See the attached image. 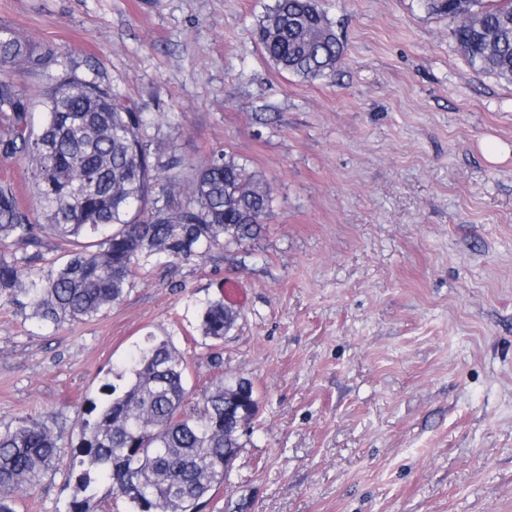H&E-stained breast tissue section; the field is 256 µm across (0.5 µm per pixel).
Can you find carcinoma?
I'll list each match as a JSON object with an SVG mask.
<instances>
[{
    "label": "carcinoma",
    "mask_w": 512,
    "mask_h": 512,
    "mask_svg": "<svg viewBox=\"0 0 512 512\" xmlns=\"http://www.w3.org/2000/svg\"><path fill=\"white\" fill-rule=\"evenodd\" d=\"M422 2L457 20L454 39L472 66L512 83V0ZM255 36L279 70L305 80L330 76L345 55L320 0H274ZM44 64L32 43L0 35V158L31 163L46 220L38 223L14 187L0 184V295L24 298L40 325L58 326L120 302L151 257H201L260 234L272 203L261 178L222 151L180 177L182 158L151 152L142 112L95 77L67 69L50 77L35 125L11 73ZM162 196L166 210L157 212ZM48 234L74 249L41 274L32 264ZM237 319L224 301H211L202 335L220 342ZM187 367L171 340L146 337L90 403L74 448L61 447L41 420L1 422L0 512H14L16 497L62 462L79 492L67 512H92L104 476L129 512H199L200 500L228 479L224 450L243 447L224 413L235 397L253 408L257 400L249 379L224 376L188 409Z\"/></svg>",
    "instance_id": "carcinoma-1"
}]
</instances>
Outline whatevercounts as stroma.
<instances>
[{
    "label": "stroma",
    "instance_id": "35a3bbf8",
    "mask_svg": "<svg viewBox=\"0 0 512 512\" xmlns=\"http://www.w3.org/2000/svg\"><path fill=\"white\" fill-rule=\"evenodd\" d=\"M271 3L0 0V33L45 56L12 72L32 102L64 69L96 76L154 146L190 168L224 151L273 198L257 238L148 262L94 318L43 327L0 296V422L77 445L89 400L154 335L185 354L190 401L223 375L254 384L201 512H512V84L419 0H321L346 54L303 80L252 35ZM230 280L247 299L214 344L201 312ZM75 493L60 469L15 509L66 512Z\"/></svg>",
    "mask_w": 512,
    "mask_h": 512
}]
</instances>
